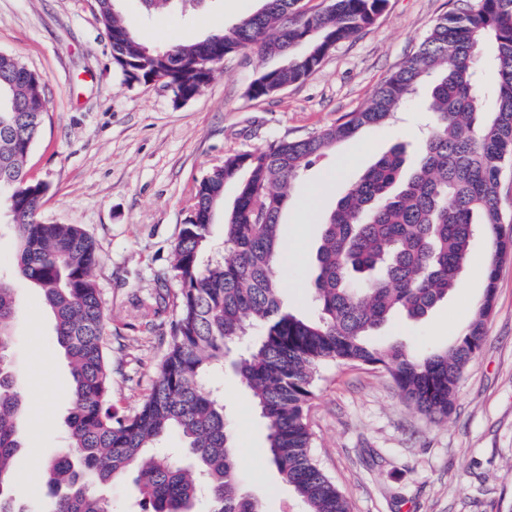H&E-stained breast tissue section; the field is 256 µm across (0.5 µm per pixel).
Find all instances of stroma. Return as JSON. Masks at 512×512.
I'll use <instances>...</instances> for the list:
<instances>
[{
  "label": "stroma",
  "mask_w": 512,
  "mask_h": 512,
  "mask_svg": "<svg viewBox=\"0 0 512 512\" xmlns=\"http://www.w3.org/2000/svg\"><path fill=\"white\" fill-rule=\"evenodd\" d=\"M455 0H388L375 22L332 48L305 80L254 98L252 81L281 58L246 49L226 56L196 98L174 104L157 86L126 82L112 61L94 0H0V50L18 56L48 86L49 118L27 170L46 192L41 212L78 224L96 241L93 271L105 307L112 361V402L138 407L166 353L172 308H155L157 292L177 291L170 271L174 242L190 215L195 185L225 156L301 139L335 125L366 104L414 52ZM259 0H203L185 11L143 15L136 0L120 7L151 45L197 41L232 26ZM421 99L395 121L361 129L290 189L281 216L288 255L283 302L306 314L307 286L328 208L375 160L397 144L416 148L424 135ZM491 249L477 239L455 290L425 319H396L376 333L422 351L453 343L485 294L479 267ZM12 359L24 396L23 446L13 465L12 497L25 512H44L43 465L65 446L68 400L40 405L43 390L71 386L54 318L40 291L22 279ZM237 448L241 490L265 512H305L266 459L267 430L240 379L219 372ZM312 453L351 512H512V253L500 263L485 337L465 367L446 422L418 412L386 372L352 362L322 366L307 408Z\"/></svg>",
  "instance_id": "stroma-1"
}]
</instances>
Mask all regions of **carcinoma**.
Here are the masks:
<instances>
[{"mask_svg":"<svg viewBox=\"0 0 512 512\" xmlns=\"http://www.w3.org/2000/svg\"><path fill=\"white\" fill-rule=\"evenodd\" d=\"M116 0H97L98 21L112 31V60L128 82L161 72L175 96L200 93L211 80L207 60L252 48L285 63L263 70L249 87L268 97L298 83L336 45L356 39L387 0H328L319 12L300 0H261L230 28L197 42L151 46L139 40ZM148 12L201 0H139ZM490 109L478 104L487 74ZM423 94L432 122L417 162L395 146L347 187L322 224L309 316L281 300L280 215L288 190L339 141L388 123ZM46 81L19 57L0 52V205L12 217L17 274L40 290L55 319L72 375L74 412L66 451L45 464L50 512H112L105 489L133 475L147 512H192L206 494L209 512H262L237 485L236 453L220 392L207 385L241 345L231 368L267 428L270 464L307 512H350L348 502L311 454L305 406L317 369L351 361L384 369L400 394L433 420L451 413L463 369L479 348L492 309L486 298L455 342L419 353L406 342L377 343L374 332L396 316L419 321L448 298L467 268L477 237L496 252L512 248L498 198L512 162V0H470L441 16L417 49L361 108L298 140L235 153L199 181L193 210L204 218L237 195L224 213L221 259L206 258L210 225L183 226L173 247L178 291L159 375L131 412L112 406V370L101 291L91 277L100 254L77 224L41 215L26 167L48 116ZM18 300L0 276V512H26L8 494L11 462L22 448L23 395L10 360ZM176 434L183 454L160 448Z\"/></svg>","mask_w":512,"mask_h":512,"instance_id":"obj_1","label":"carcinoma"}]
</instances>
